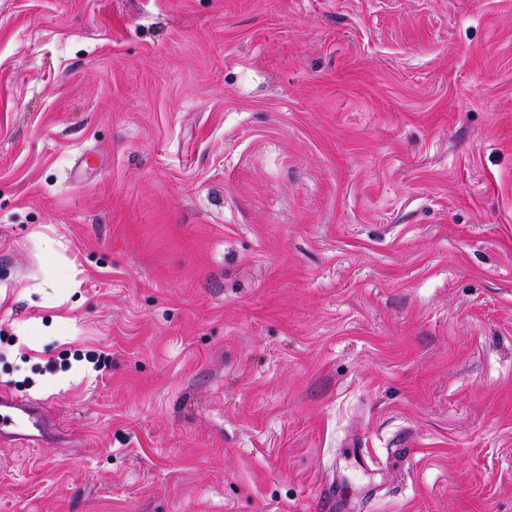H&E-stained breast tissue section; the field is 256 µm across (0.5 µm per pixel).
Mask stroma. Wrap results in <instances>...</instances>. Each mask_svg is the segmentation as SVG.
<instances>
[{"mask_svg":"<svg viewBox=\"0 0 512 512\" xmlns=\"http://www.w3.org/2000/svg\"><path fill=\"white\" fill-rule=\"evenodd\" d=\"M0 389V512H512V0H0ZM38 402H22L7 391H0V438L36 444L50 436Z\"/></svg>","mask_w":512,"mask_h":512,"instance_id":"35a3bbf8","label":"stroma"}]
</instances>
